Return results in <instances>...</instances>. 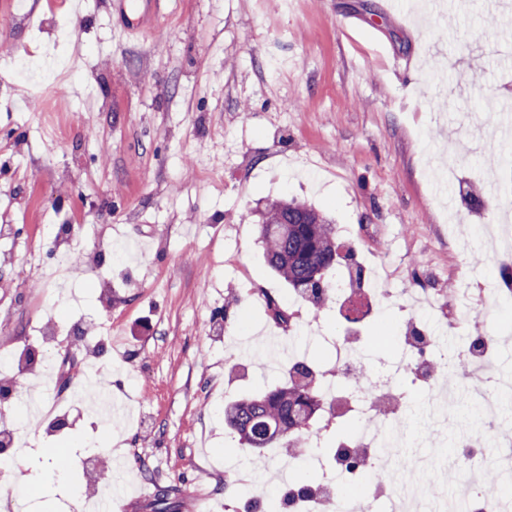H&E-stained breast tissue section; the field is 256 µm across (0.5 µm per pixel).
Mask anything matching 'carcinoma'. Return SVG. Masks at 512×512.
Instances as JSON below:
<instances>
[{"mask_svg":"<svg viewBox=\"0 0 512 512\" xmlns=\"http://www.w3.org/2000/svg\"><path fill=\"white\" fill-rule=\"evenodd\" d=\"M259 233L271 269L291 290L314 302H324L330 276L341 264H352L354 255H340L336 230L315 208L294 200L268 202L261 214ZM309 362L288 368V376L262 394L230 403L225 418L247 448H271L287 437L305 436L321 407ZM176 489L156 487V512H170Z\"/></svg>","mask_w":512,"mask_h":512,"instance_id":"1","label":"carcinoma"}]
</instances>
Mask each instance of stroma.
<instances>
[{
  "mask_svg": "<svg viewBox=\"0 0 512 512\" xmlns=\"http://www.w3.org/2000/svg\"><path fill=\"white\" fill-rule=\"evenodd\" d=\"M52 0L21 27L0 0V365L61 325L50 357L74 354L80 325L98 326L97 367L112 380L104 428L80 384L58 393L19 381L6 420L29 445L0 469V491L24 512H71L96 457L122 468L108 481L112 512H155V484L177 490L173 512H235L264 489L279 502V448L255 454L224 422L232 401L283 378L268 339L293 343L332 375V304L295 301L267 266L259 238L267 202L288 198L327 215L355 251L362 297L387 277L393 295L367 325V344L392 358L387 333L409 306L436 336L433 311L471 289L497 291L495 354L512 375V242L483 241L512 225V133L436 169L481 123L502 125L512 85V0H437L425 23L394 21L381 0ZM358 20V30L345 26ZM31 54L62 92L5 61ZM80 236L112 239L99 266L112 276L104 310L91 279L62 278L45 242L74 211ZM277 301L289 319L267 307ZM69 403L68 427L44 437L29 399Z\"/></svg>",
  "mask_w": 512,
  "mask_h": 512,
  "instance_id": "obj_1",
  "label": "stroma"
}]
</instances>
